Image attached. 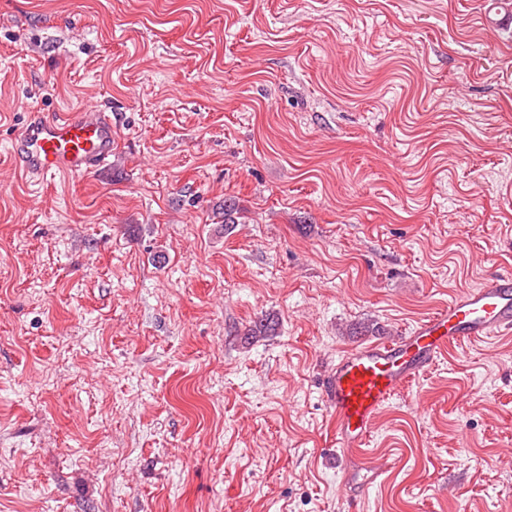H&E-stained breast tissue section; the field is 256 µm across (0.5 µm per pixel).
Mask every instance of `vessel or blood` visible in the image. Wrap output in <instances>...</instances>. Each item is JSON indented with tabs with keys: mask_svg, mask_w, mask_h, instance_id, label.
Wrapping results in <instances>:
<instances>
[{
	"mask_svg": "<svg viewBox=\"0 0 512 512\" xmlns=\"http://www.w3.org/2000/svg\"><path fill=\"white\" fill-rule=\"evenodd\" d=\"M482 10L488 35L512 28V0H482ZM114 142L111 111L87 104L51 116L28 113L9 153L25 176L83 177L108 167ZM511 332L512 273L506 272L454 296L403 336L344 351L320 383L335 415L337 447H366L381 410L450 347ZM394 465L391 459L366 462L355 488L385 480Z\"/></svg>",
	"mask_w": 512,
	"mask_h": 512,
	"instance_id": "b4317fda",
	"label": "vessel or blood"
}]
</instances>
